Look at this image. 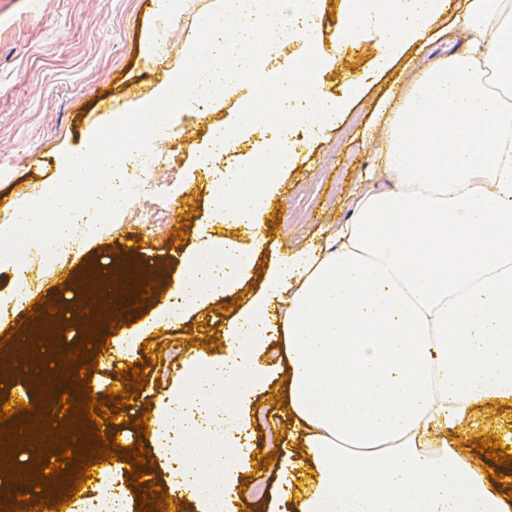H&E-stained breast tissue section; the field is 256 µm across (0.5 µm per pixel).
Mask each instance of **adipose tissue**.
<instances>
[{"label":"adipose tissue","instance_id":"1","mask_svg":"<svg viewBox=\"0 0 512 512\" xmlns=\"http://www.w3.org/2000/svg\"><path fill=\"white\" fill-rule=\"evenodd\" d=\"M449 12L466 46L436 56L381 115L385 186L354 194L325 246L281 258L251 311L226 328L223 363L157 411L158 456L204 431L219 440L197 468L223 467L225 495L243 447L241 403L260 378L253 352L273 336L287 354L284 401L300 442L282 456L281 479L311 474L291 512H512V467L494 481L447 438L488 403L512 400V0H348L335 51L375 29L388 58L428 43ZM318 15V0H212V53L232 39L234 63L205 71L195 90L176 74L156 88V105L180 107L218 81L246 87L228 144L264 125L279 96L272 163L224 173L225 223H255L293 156L289 129L327 125L343 107L320 83L330 55L318 49ZM287 34L299 53L260 78L255 49ZM249 272L194 267L169 296L188 306ZM202 398L213 412L186 419L185 405ZM197 468L179 472L182 492L193 493Z\"/></svg>","mask_w":512,"mask_h":512}]
</instances>
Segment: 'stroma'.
Returning <instances> with one entry per match:
<instances>
[{
  "label": "stroma",
  "mask_w": 512,
  "mask_h": 512,
  "mask_svg": "<svg viewBox=\"0 0 512 512\" xmlns=\"http://www.w3.org/2000/svg\"><path fill=\"white\" fill-rule=\"evenodd\" d=\"M209 7L210 0H178L170 23L164 25L153 0H45L39 13L31 0H0V196L19 200L40 193L54 182L60 156L81 152L87 127L101 123L109 111L126 113L152 101L157 83L180 71L183 45L200 41L199 20ZM163 29L169 33L168 43L155 44L152 57L143 58V35ZM425 60L419 45L409 44L383 66L368 41L349 50L341 62L323 66L320 80L326 92L345 108L320 136L298 134L294 156L258 217L266 244L262 257L253 258L252 278L209 294L197 307L183 310L179 319H171L164 305L166 289L180 274L167 259V244L175 232L186 234L188 260L205 240L225 245L230 256L252 253L242 225L212 219L206 168L211 136L236 123L244 103L240 91L227 92L211 111L172 115L181 136L165 146L171 163L153 175L170 222L116 224L107 234L79 242L49 272L42 270L38 252H29L30 293L49 300L93 292L89 270L102 262L104 251L123 247L131 233L142 241L149 269L157 271L156 285L140 313L112 334L116 341L133 337L136 357L148 352L153 359L138 397L119 412L124 421L120 434L135 435L132 422L145 405H158L181 387L188 372L223 362L222 334L260 291L272 259L303 246L321 247L328 226L348 218L353 194L368 188V175L379 172V160L366 143L379 113L393 107L404 81ZM203 336L215 337L214 347L188 350L189 341ZM175 345L181 351L169 357ZM254 356L263 368L262 379L241 406L253 447L239 459L235 494L256 502L257 512H284L287 495L275 460L291 445L278 396L287 359L273 338ZM477 420V427L452 431L451 439L468 449L474 439L490 434L512 449L511 402L489 404Z\"/></svg>",
  "instance_id": "obj_1"
}]
</instances>
